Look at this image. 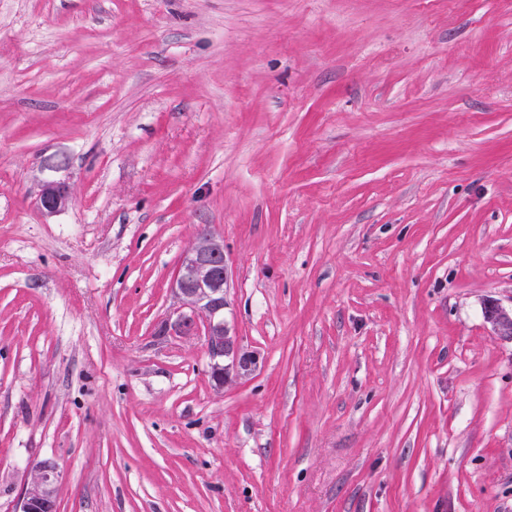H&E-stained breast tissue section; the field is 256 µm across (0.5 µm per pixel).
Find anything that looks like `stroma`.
<instances>
[{
  "instance_id": "1",
  "label": "stroma",
  "mask_w": 512,
  "mask_h": 512,
  "mask_svg": "<svg viewBox=\"0 0 512 512\" xmlns=\"http://www.w3.org/2000/svg\"><path fill=\"white\" fill-rule=\"evenodd\" d=\"M206 228L220 390L160 333ZM489 299L512 0H0V512H512ZM69 202V193L64 182L50 181L43 184L40 204L43 210L49 213L58 212ZM227 281L223 240L209 232L201 233L183 255L172 284L187 311L165 323L177 333L191 336L199 330L198 319L205 320L206 348L217 388L223 386L231 373L248 375L258 364L255 354L240 349L237 336L224 322ZM58 473L54 464L44 463L37 469L30 487L26 488L16 512H56Z\"/></svg>"
}]
</instances>
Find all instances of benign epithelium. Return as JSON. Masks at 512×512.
<instances>
[{
	"label": "benign epithelium",
	"instance_id": "1",
	"mask_svg": "<svg viewBox=\"0 0 512 512\" xmlns=\"http://www.w3.org/2000/svg\"><path fill=\"white\" fill-rule=\"evenodd\" d=\"M69 193L65 183L50 181L43 184L40 204L54 213L66 207ZM228 270L224 258L223 240L209 232L201 233L183 255L174 276L172 288L185 311L167 320L177 333L197 334L198 319L205 320L206 348L215 386L220 388L230 374L248 375L257 368L258 357L240 349L238 338L224 322L225 288ZM485 319L496 335L512 340V309L495 300L484 306ZM58 473L55 465L44 463L37 469L30 487L26 488L17 512H56Z\"/></svg>",
	"mask_w": 512,
	"mask_h": 512
}]
</instances>
